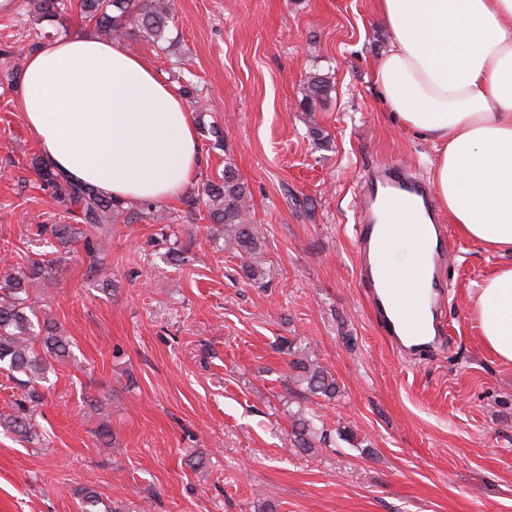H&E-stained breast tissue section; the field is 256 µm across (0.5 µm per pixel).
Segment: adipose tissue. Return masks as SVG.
Instances as JSON below:
<instances>
[{"mask_svg":"<svg viewBox=\"0 0 512 512\" xmlns=\"http://www.w3.org/2000/svg\"><path fill=\"white\" fill-rule=\"evenodd\" d=\"M388 31L373 81L395 124L432 143L449 223L512 254V0H377ZM17 108L44 163L117 201H168L201 165L178 89L118 39L72 33L30 52ZM485 345L512 363V264L491 269L471 309Z\"/></svg>","mask_w":512,"mask_h":512,"instance_id":"1","label":"adipose tissue"}]
</instances>
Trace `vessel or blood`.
Wrapping results in <instances>:
<instances>
[{
    "label": "vessel or blood",
    "instance_id": "vessel-or-blood-1",
    "mask_svg": "<svg viewBox=\"0 0 512 512\" xmlns=\"http://www.w3.org/2000/svg\"><path fill=\"white\" fill-rule=\"evenodd\" d=\"M435 211L426 188L399 167L369 171L364 179L360 218L355 226L359 254L358 281L372 307L375 320L394 347L421 355L442 341L441 300L448 268V235L442 225L417 226L425 245L412 271L397 275L387 259L373 248L387 224L402 223L408 213Z\"/></svg>",
    "mask_w": 512,
    "mask_h": 512
}]
</instances>
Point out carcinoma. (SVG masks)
<instances>
[{"label":"carcinoma","instance_id":"carcinoma-1","mask_svg":"<svg viewBox=\"0 0 512 512\" xmlns=\"http://www.w3.org/2000/svg\"><path fill=\"white\" fill-rule=\"evenodd\" d=\"M81 12L92 25L95 34L106 38L122 39L136 33L152 40L164 53L170 51L174 40L169 37L173 26L171 13L165 0H81ZM68 0H27V13L36 37H48L43 23L56 22L64 27ZM333 84L328 74L314 70L305 81L304 102L314 107L324 101ZM201 136L214 149L224 145V132L216 125H202ZM43 186L53 197L67 205L76 223L52 224L40 227L38 235L50 232L64 249L73 242L83 240L86 250H92V240L87 230L112 224L131 210L126 202L115 201L99 195L93 189L72 181L66 175L45 166L42 160L34 162ZM185 203L189 212L203 205L211 231L218 232L224 248L248 257L243 271L251 280L265 279V272L251 262L260 250L262 234L258 225L247 217L248 191L232 166L224 165L221 176L206 179L201 189L189 195ZM167 245L165 257L169 262L182 260L178 236L172 232L161 234ZM54 266L41 260H32L20 270L0 274V368L7 370L22 391L17 412L6 422L10 431L26 441L40 438L36 429L35 414L42 401L40 388L48 380L53 363L62 364L71 357V342L59 327L50 320H40L29 303V286L52 277ZM294 343L286 337L280 339V350L292 356L289 380L292 392L303 400L313 397L332 399L336 394V380L309 356L293 350ZM325 423L316 411L297 410L291 445L305 452L315 449L317 442L326 441Z\"/></svg>","mask_w":512,"mask_h":512}]
</instances>
